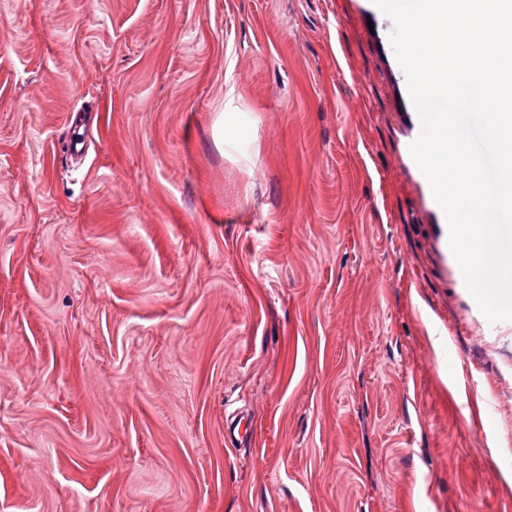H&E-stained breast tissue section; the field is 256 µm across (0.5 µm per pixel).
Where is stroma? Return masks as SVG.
<instances>
[{
  "label": "stroma",
  "mask_w": 512,
  "mask_h": 512,
  "mask_svg": "<svg viewBox=\"0 0 512 512\" xmlns=\"http://www.w3.org/2000/svg\"><path fill=\"white\" fill-rule=\"evenodd\" d=\"M393 29L0 0V512H512V321L458 278ZM252 438V423L246 416H235L224 424V440L232 446L250 442Z\"/></svg>",
  "instance_id": "1"
}]
</instances>
